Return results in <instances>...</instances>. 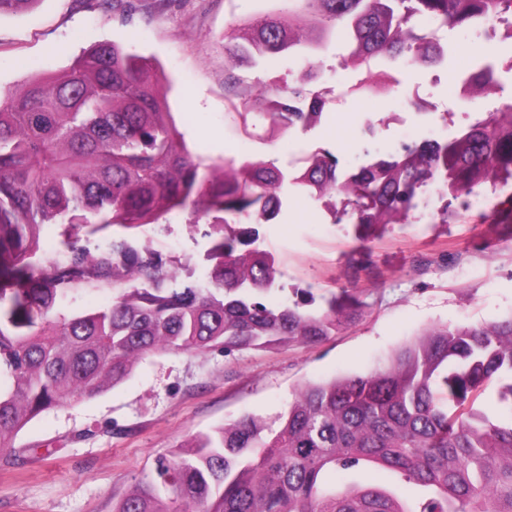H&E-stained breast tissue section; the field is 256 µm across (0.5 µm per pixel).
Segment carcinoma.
Here are the masks:
<instances>
[{
  "instance_id": "carcinoma-1",
  "label": "carcinoma",
  "mask_w": 512,
  "mask_h": 512,
  "mask_svg": "<svg viewBox=\"0 0 512 512\" xmlns=\"http://www.w3.org/2000/svg\"><path fill=\"white\" fill-rule=\"evenodd\" d=\"M225 32L231 66L279 56L308 60L282 90L242 88L231 112L248 132L265 105L274 134L314 126L328 100L316 59L338 41L345 66L383 87L382 66L440 64L441 32L512 17V0H285ZM496 71L466 81L488 94ZM336 155L310 154L288 173L271 161L202 165L168 112L151 57L103 42L58 74L0 95V452L43 412L90 400L126 380L143 359L170 352L226 353L317 343L361 315L351 295L271 305L274 260L252 247L250 224L274 220L287 183L333 198L356 226L406 224L418 190L443 195L512 178V112H493L447 142L405 145L352 174ZM190 211L222 232L202 283L179 281L178 260L132 231ZM62 227L65 249L48 262L44 231ZM123 233L91 252L73 236ZM112 291L83 314L78 294ZM499 383V418L481 408ZM390 482L370 485L365 470ZM115 512H512V316L479 326L435 327L384 369L305 384L275 429L253 415L219 426L160 458Z\"/></svg>"
}]
</instances>
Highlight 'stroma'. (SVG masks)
Wrapping results in <instances>:
<instances>
[{"label": "stroma", "instance_id": "35a3bbf8", "mask_svg": "<svg viewBox=\"0 0 512 512\" xmlns=\"http://www.w3.org/2000/svg\"><path fill=\"white\" fill-rule=\"evenodd\" d=\"M280 7V0H114L108 9L99 0H36L0 16V93L114 40L157 60L169 110L204 162L260 159L286 169L323 148L344 174L397 140L417 144L442 121L461 128L512 102V71L500 72L493 93L458 99L460 76L512 46L452 30L441 65L398 62L384 92L357 90L360 71L328 52L321 87L331 104L315 127L273 137L259 118L243 134L224 118L232 109L224 33ZM372 120L370 135L362 127ZM281 200L278 217L256 227V247L275 257L279 272L269 302L301 288L319 299L344 291L363 301L361 317L315 344L147 357L97 398L32 420L14 451L0 452V512H113L158 457L197 435L245 414L273 422L302 385L367 373L430 327L512 315V181L445 200L424 187L411 223L363 231L335 221L324 201L295 188L283 189ZM443 208L449 219L440 224ZM190 219L183 211L144 225L136 241L178 257L181 280L200 282L213 239L208 225L193 227Z\"/></svg>", "mask_w": 512, "mask_h": 512}]
</instances>
